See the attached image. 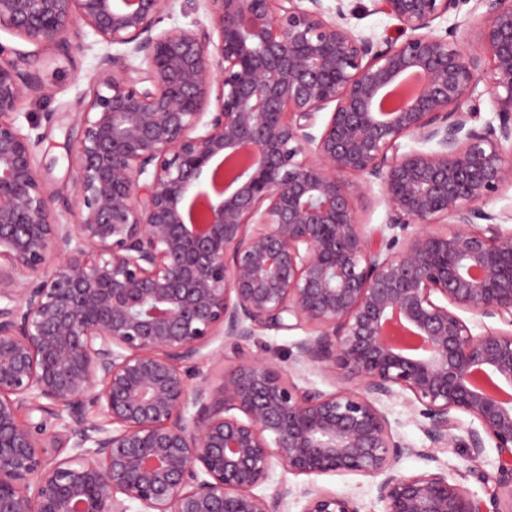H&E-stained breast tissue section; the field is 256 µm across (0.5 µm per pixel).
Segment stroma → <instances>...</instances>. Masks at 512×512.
I'll list each match as a JSON object with an SVG mask.
<instances>
[{"label":"stroma","instance_id":"obj_1","mask_svg":"<svg viewBox=\"0 0 512 512\" xmlns=\"http://www.w3.org/2000/svg\"><path fill=\"white\" fill-rule=\"evenodd\" d=\"M67 47H44L24 40L6 28H0V45L25 53L23 70L33 73L48 90L44 99H31L22 104L18 123L25 132L38 138L36 157L43 175L52 189L62 198L74 196V185L68 167V147L76 135L75 119L84 112L90 99L100 58L107 53L122 54L123 46L107 45L86 28L70 32ZM52 113V121H45L44 113ZM410 393L384 401L383 408L396 433L414 447L427 445L422 430L424 420L414 414L409 405ZM441 463L447 466L450 476L458 480L474 496H488L486 485L474 473L482 471L495 474L497 453L486 449L477 462H469L465 449L442 448L437 452ZM320 485L354 498L361 512H383L384 506L377 499L376 487L371 479L359 475H330L321 477Z\"/></svg>","mask_w":512,"mask_h":512}]
</instances>
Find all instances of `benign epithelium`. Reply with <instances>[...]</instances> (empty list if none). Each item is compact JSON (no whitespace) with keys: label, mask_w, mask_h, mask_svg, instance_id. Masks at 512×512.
Segmentation results:
<instances>
[{"label":"benign epithelium","mask_w":512,"mask_h":512,"mask_svg":"<svg viewBox=\"0 0 512 512\" xmlns=\"http://www.w3.org/2000/svg\"><path fill=\"white\" fill-rule=\"evenodd\" d=\"M174 2L0 0L21 38L126 46L68 153L73 224L17 124L44 88L0 63V512H287L288 485L256 492L276 466L305 478L302 512H360L318 484L350 474L384 512H488L440 467L400 469L488 443L512 512V214L485 209L512 188V0H475L472 39L433 26L469 0H371L401 40L356 34L345 0L333 19L323 0H204L213 27L158 29ZM483 96L497 122L476 127ZM375 186L383 229L354 206ZM257 328L308 335L287 367L248 352ZM227 349L218 387L189 382ZM403 391L427 447L381 407ZM461 414L479 424L462 439Z\"/></svg>","instance_id":"7a95c632"}]
</instances>
